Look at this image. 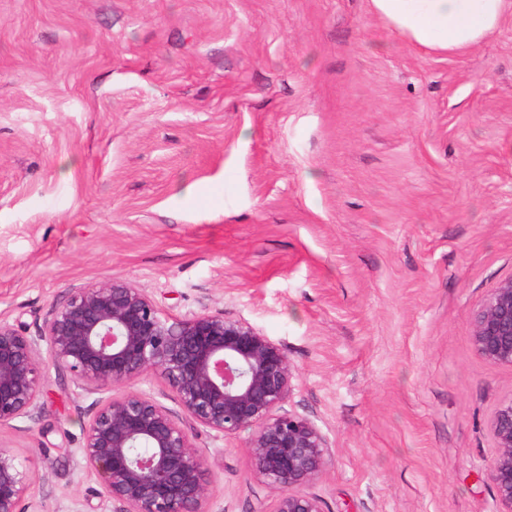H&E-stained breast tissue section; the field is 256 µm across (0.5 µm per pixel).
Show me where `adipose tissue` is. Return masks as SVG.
I'll list each match as a JSON object with an SVG mask.
<instances>
[{
    "label": "adipose tissue",
    "instance_id": "obj_1",
    "mask_svg": "<svg viewBox=\"0 0 512 512\" xmlns=\"http://www.w3.org/2000/svg\"><path fill=\"white\" fill-rule=\"evenodd\" d=\"M372 11L415 46L457 53L512 17V0H370Z\"/></svg>",
    "mask_w": 512,
    "mask_h": 512
}]
</instances>
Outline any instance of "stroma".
Segmentation results:
<instances>
[{"mask_svg":"<svg viewBox=\"0 0 512 512\" xmlns=\"http://www.w3.org/2000/svg\"><path fill=\"white\" fill-rule=\"evenodd\" d=\"M510 277L512 18L448 55L369 0H0V320L122 280L247 321L330 447L325 512H499L512 367L471 320ZM92 413L48 368L0 427L28 512H111ZM246 440L194 430L209 512L272 503ZM498 453L488 467V478L495 496L504 507L500 512L512 511V398L505 400L491 422Z\"/></svg>","mask_w":512,"mask_h":512,"instance_id":"obj_1","label":"stroma"}]
</instances>
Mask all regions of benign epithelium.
I'll return each mask as SVG.
<instances>
[{
    "instance_id": "benign-epithelium-1",
    "label": "benign epithelium",
    "mask_w": 512,
    "mask_h": 512,
    "mask_svg": "<svg viewBox=\"0 0 512 512\" xmlns=\"http://www.w3.org/2000/svg\"><path fill=\"white\" fill-rule=\"evenodd\" d=\"M477 352L512 367V277L486 297L472 322ZM46 352L60 379L98 394L157 372L183 413L224 438L249 432L255 471L274 490L271 510L324 512L309 487L330 462L310 418L284 404L294 377L285 352L251 324L201 312L162 316L140 288L110 281L72 292L39 334L0 320V427L35 418ZM498 453L488 467L495 496L512 512V398L491 422ZM113 512H208L206 461L179 419L145 392L94 401L81 445ZM28 472L0 449V512H25Z\"/></svg>"
}]
</instances>
